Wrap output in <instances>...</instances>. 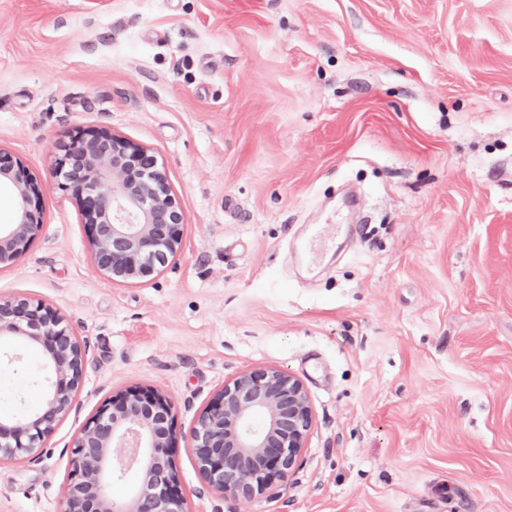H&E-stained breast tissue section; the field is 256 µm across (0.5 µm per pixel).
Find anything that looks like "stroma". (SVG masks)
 I'll use <instances>...</instances> for the list:
<instances>
[{
  "mask_svg": "<svg viewBox=\"0 0 512 512\" xmlns=\"http://www.w3.org/2000/svg\"><path fill=\"white\" fill-rule=\"evenodd\" d=\"M85 130L154 150L186 216L179 256L120 284L55 176ZM0 149L45 224L0 297L90 345L79 409L0 464V512H61L95 409L154 387L188 431L224 383L274 365L314 424L260 497L191 512H512V0H0ZM0 370L35 405L36 353Z\"/></svg>",
  "mask_w": 512,
  "mask_h": 512,
  "instance_id": "stroma-1",
  "label": "stroma"
}]
</instances>
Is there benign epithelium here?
Returning a JSON list of instances; mask_svg holds the SVG:
<instances>
[{
  "label": "benign epithelium",
  "mask_w": 512,
  "mask_h": 512,
  "mask_svg": "<svg viewBox=\"0 0 512 512\" xmlns=\"http://www.w3.org/2000/svg\"><path fill=\"white\" fill-rule=\"evenodd\" d=\"M96 268L128 283L160 272L178 255L185 215L156 153L119 136L84 133L62 146ZM14 198L0 225V264L26 253L43 226L41 187L23 162L0 149V188ZM44 348L49 370L32 410L0 416V463L41 454L58 423L77 410L87 341L39 300L0 298V341ZM177 415L169 396L130 386L102 402L70 449L63 512H189L175 463ZM303 382L263 366L224 383L185 435L204 487L253 499L294 470L313 427ZM133 478L124 497L112 487Z\"/></svg>",
  "instance_id": "7a95c632"
}]
</instances>
